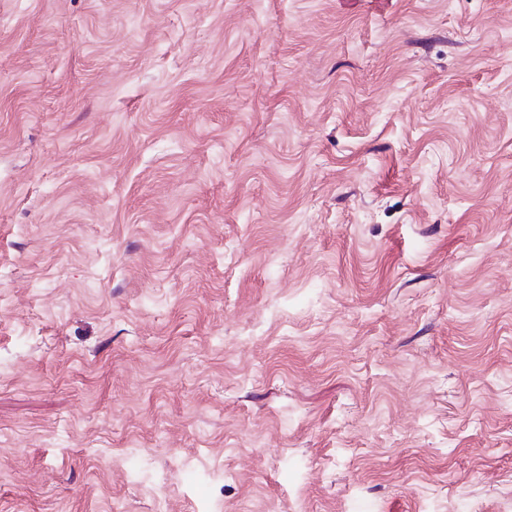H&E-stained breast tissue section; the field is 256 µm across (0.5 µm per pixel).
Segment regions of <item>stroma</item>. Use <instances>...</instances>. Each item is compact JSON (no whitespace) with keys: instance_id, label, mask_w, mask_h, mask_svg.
I'll list each match as a JSON object with an SVG mask.
<instances>
[{"instance_id":"stroma-1","label":"stroma","mask_w":512,"mask_h":512,"mask_svg":"<svg viewBox=\"0 0 512 512\" xmlns=\"http://www.w3.org/2000/svg\"><path fill=\"white\" fill-rule=\"evenodd\" d=\"M0 512H512V0H0Z\"/></svg>"}]
</instances>
